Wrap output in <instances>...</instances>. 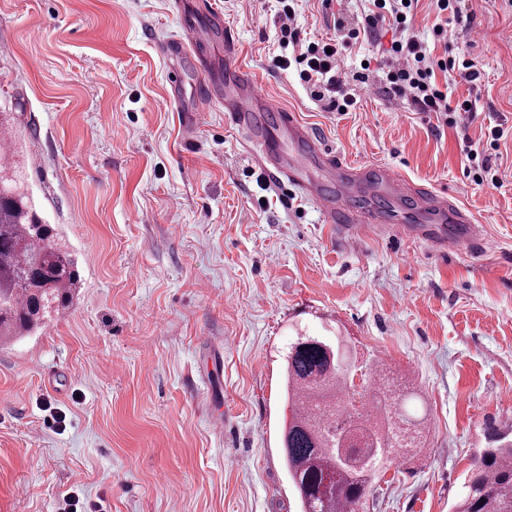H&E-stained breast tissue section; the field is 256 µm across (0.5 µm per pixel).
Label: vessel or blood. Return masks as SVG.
Wrapping results in <instances>:
<instances>
[{"label": "vessel or blood", "instance_id": "obj_1", "mask_svg": "<svg viewBox=\"0 0 512 512\" xmlns=\"http://www.w3.org/2000/svg\"><path fill=\"white\" fill-rule=\"evenodd\" d=\"M237 52L232 34H225L224 74L196 90L197 109L205 112L215 103H223L232 123L244 133L248 152L275 189L300 192L326 224L421 238L424 225L450 222L462 225V234L436 239V247L454 251L461 244L481 242L479 226L449 202L446 193L425 192L388 168L370 178L364 170L343 161L293 113L260 92L236 63ZM363 190L413 200L418 207L415 226L398 223L391 213L373 205H354L353 196Z\"/></svg>", "mask_w": 512, "mask_h": 512}]
</instances>
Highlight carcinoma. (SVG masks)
Returning a JSON list of instances; mask_svg holds the SVG:
<instances>
[{
	"mask_svg": "<svg viewBox=\"0 0 512 512\" xmlns=\"http://www.w3.org/2000/svg\"><path fill=\"white\" fill-rule=\"evenodd\" d=\"M0 158V341L46 328L79 288L75 260L42 221L19 172ZM353 357L340 336L297 334L284 359L281 433L299 512H368L387 471L424 450L425 419L409 414L415 392L389 388L380 366L359 392ZM453 512H512V435L489 428Z\"/></svg>",
	"mask_w": 512,
	"mask_h": 512,
	"instance_id": "obj_1",
	"label": "carcinoma"
}]
</instances>
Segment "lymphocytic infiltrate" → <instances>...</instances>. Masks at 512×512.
Segmentation results:
<instances>
[{
    "label": "lymphocytic infiltrate",
    "mask_w": 512,
    "mask_h": 512,
    "mask_svg": "<svg viewBox=\"0 0 512 512\" xmlns=\"http://www.w3.org/2000/svg\"><path fill=\"white\" fill-rule=\"evenodd\" d=\"M466 0H434L436 19L430 31L434 42H447L449 28L469 32L474 15L468 12ZM279 23L280 55L277 68L294 69L311 100L322 103L327 111L354 109L358 103V86L367 84L368 74L346 73L342 54L350 45L377 40L382 29L394 30L395 37L382 63V79L395 96L410 100L421 111L443 116L448 126L475 119L477 101L472 97L454 96L451 81L472 85L481 73L468 55L463 53L435 56L428 53L415 17L418 0H371V5L357 26L327 40L301 37L295 24V0H276ZM505 130L502 124L488 129L484 149L466 153L467 174L475 185L498 187L502 179L493 171L488 153L498 149Z\"/></svg>",
    "instance_id": "obj_1"
}]
</instances>
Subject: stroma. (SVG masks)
<instances>
[{
  "label": "stroma",
  "mask_w": 512,
  "mask_h": 512,
  "mask_svg": "<svg viewBox=\"0 0 512 512\" xmlns=\"http://www.w3.org/2000/svg\"><path fill=\"white\" fill-rule=\"evenodd\" d=\"M239 63L346 160L451 194L481 252L352 233L274 190L223 105L189 124L168 95L165 42L191 23L224 69V35L198 0H0V112L44 221L81 282L41 334L0 342V512H63L73 491L103 512H297L280 430L283 355L297 332L340 335L358 363L409 383L425 457L402 466L376 512H450L487 423L512 429V0H469L468 34L436 46L481 72L479 111L508 128L503 179L467 176L464 140L383 89L390 34L358 109L326 112L274 64L262 0H209ZM361 0H297L304 36H335ZM224 419L223 428L213 424Z\"/></svg>",
  "instance_id": "1"
}]
</instances>
